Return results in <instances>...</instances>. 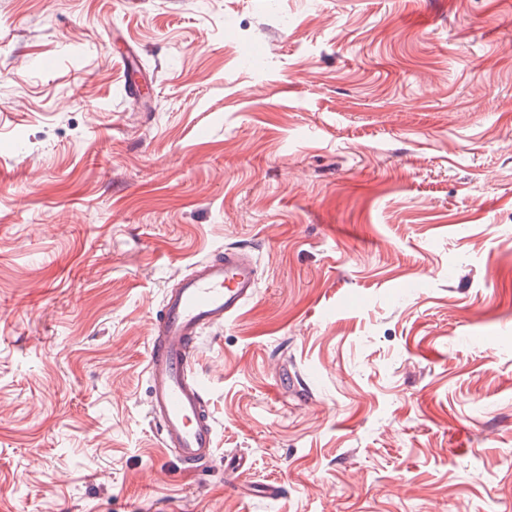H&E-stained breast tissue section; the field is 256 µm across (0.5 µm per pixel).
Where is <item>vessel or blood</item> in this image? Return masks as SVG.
<instances>
[{"instance_id":"vessel-or-blood-1","label":"vessel or blood","mask_w":512,"mask_h":512,"mask_svg":"<svg viewBox=\"0 0 512 512\" xmlns=\"http://www.w3.org/2000/svg\"><path fill=\"white\" fill-rule=\"evenodd\" d=\"M258 268L242 248L197 263L192 274L166 292L147 354L150 399L147 414L163 448L184 470L201 471L215 454L216 420L205 387L192 369L204 331L237 316L254 297Z\"/></svg>"}]
</instances>
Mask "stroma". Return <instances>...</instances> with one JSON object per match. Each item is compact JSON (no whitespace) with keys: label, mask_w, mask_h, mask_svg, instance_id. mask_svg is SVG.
I'll return each mask as SVG.
<instances>
[{"label":"stroma","mask_w":512,"mask_h":512,"mask_svg":"<svg viewBox=\"0 0 512 512\" xmlns=\"http://www.w3.org/2000/svg\"><path fill=\"white\" fill-rule=\"evenodd\" d=\"M245 245L198 477L152 324ZM460 504L512 512V0H0V512Z\"/></svg>","instance_id":"35a3bbf8"}]
</instances>
